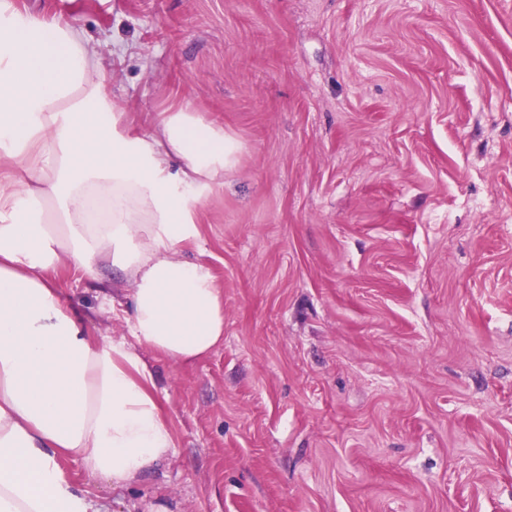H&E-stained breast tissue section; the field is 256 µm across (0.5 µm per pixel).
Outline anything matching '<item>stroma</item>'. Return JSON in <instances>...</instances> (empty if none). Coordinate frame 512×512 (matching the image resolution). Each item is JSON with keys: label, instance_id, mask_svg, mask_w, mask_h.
<instances>
[{"label": "stroma", "instance_id": "1", "mask_svg": "<svg viewBox=\"0 0 512 512\" xmlns=\"http://www.w3.org/2000/svg\"><path fill=\"white\" fill-rule=\"evenodd\" d=\"M96 43L140 131L241 145L184 255L224 342L143 349L178 448L107 512H512V0H14ZM94 335L121 309L55 273Z\"/></svg>", "mask_w": 512, "mask_h": 512}]
</instances>
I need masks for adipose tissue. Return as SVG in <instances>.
I'll list each match as a JSON object with an SVG mask.
<instances>
[{
  "label": "adipose tissue",
  "instance_id": "1",
  "mask_svg": "<svg viewBox=\"0 0 512 512\" xmlns=\"http://www.w3.org/2000/svg\"><path fill=\"white\" fill-rule=\"evenodd\" d=\"M95 46L0 0V512H100L64 460L121 488L176 442L143 359L224 341V291L182 256L239 142L188 105L138 133L111 105ZM119 272L129 334L91 335L52 277Z\"/></svg>",
  "mask_w": 512,
  "mask_h": 512
}]
</instances>
